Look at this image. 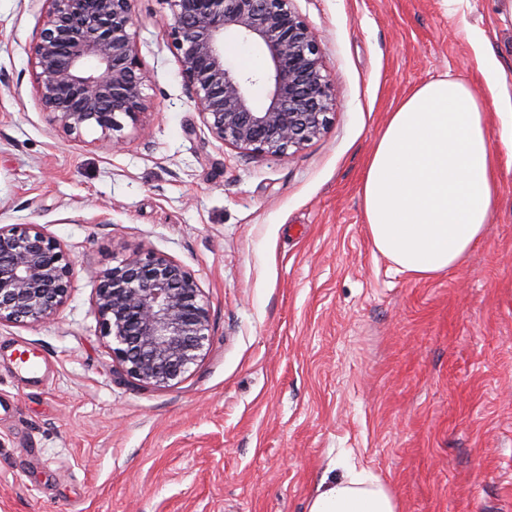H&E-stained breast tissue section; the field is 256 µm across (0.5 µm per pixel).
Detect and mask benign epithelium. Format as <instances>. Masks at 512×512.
<instances>
[{"mask_svg":"<svg viewBox=\"0 0 512 512\" xmlns=\"http://www.w3.org/2000/svg\"><path fill=\"white\" fill-rule=\"evenodd\" d=\"M45 21L31 47L36 93L66 135L99 132L115 146L119 117L139 121L146 75L130 29L134 0H40ZM168 35L203 124L243 154H284L319 137L336 106L315 34L292 0H167ZM233 35L263 50L266 102L254 81L226 65ZM75 264L56 239L28 224L0 227V324L35 326L66 302ZM92 302L114 371L146 387H169L199 362L210 340V314L195 277L153 250L102 270Z\"/></svg>","mask_w":512,"mask_h":512,"instance_id":"1","label":"benign epithelium"}]
</instances>
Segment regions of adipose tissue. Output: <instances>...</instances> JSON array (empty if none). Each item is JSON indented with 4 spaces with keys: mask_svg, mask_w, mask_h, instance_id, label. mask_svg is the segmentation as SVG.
Returning a JSON list of instances; mask_svg holds the SVG:
<instances>
[{
    "mask_svg": "<svg viewBox=\"0 0 512 512\" xmlns=\"http://www.w3.org/2000/svg\"><path fill=\"white\" fill-rule=\"evenodd\" d=\"M494 150L484 103L452 78L418 86L379 135L361 187L368 234L396 271L429 278L455 267L480 239L498 195L501 157L512 160V113L497 115ZM307 512H397L377 479L320 485Z\"/></svg>",
    "mask_w": 512,
    "mask_h": 512,
    "instance_id": "ef3b65f1",
    "label": "adipose tissue"
}]
</instances>
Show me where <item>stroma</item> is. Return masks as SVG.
I'll list each match as a JSON object with an SVG mask.
<instances>
[{
	"label": "stroma",
	"instance_id": "1",
	"mask_svg": "<svg viewBox=\"0 0 512 512\" xmlns=\"http://www.w3.org/2000/svg\"><path fill=\"white\" fill-rule=\"evenodd\" d=\"M337 107L285 155L242 154L203 124L170 45L168 0H136L148 109L121 143L65 135L41 108L30 47L44 17L0 0V226L58 240L77 275L58 315L0 325V512H307L365 473L397 512H512V167L482 238L449 271L398 274L360 189L389 112L437 77L512 110V0H293ZM267 61L229 36L224 56ZM151 249L209 310L179 383L112 371L92 288ZM46 364L24 379L18 350Z\"/></svg>",
	"mask_w": 512,
	"mask_h": 512
}]
</instances>
